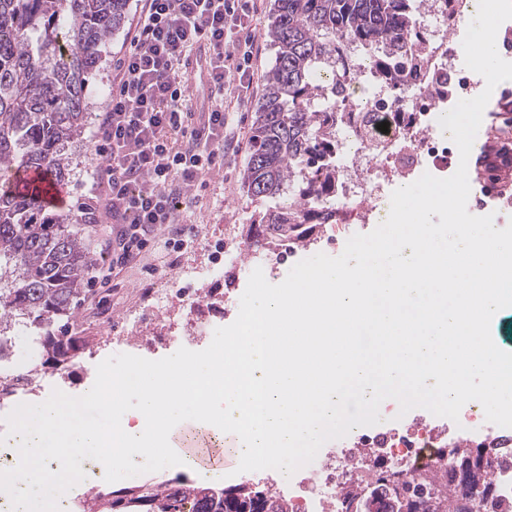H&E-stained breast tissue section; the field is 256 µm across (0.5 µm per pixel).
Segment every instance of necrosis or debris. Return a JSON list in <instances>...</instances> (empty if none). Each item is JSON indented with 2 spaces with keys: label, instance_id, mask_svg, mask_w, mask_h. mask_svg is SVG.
<instances>
[{
  "label": "necrosis or debris",
  "instance_id": "1",
  "mask_svg": "<svg viewBox=\"0 0 512 512\" xmlns=\"http://www.w3.org/2000/svg\"><path fill=\"white\" fill-rule=\"evenodd\" d=\"M474 7L473 0H424L421 7L425 47L431 56L426 68L401 80L384 78L369 58L355 56L354 79L337 91L331 78H323L317 92L321 104L343 98L347 114L337 125L330 156L341 175L337 194L319 203L327 218L317 238L291 237L265 253L261 268L266 277L281 273L283 258L306 259L315 252L344 246L347 238L340 221L358 218L380 224L389 213V189L395 178H414L446 168L453 155L450 132L438 119L448 103L470 95L473 80L459 64L458 50L449 48L448 35ZM387 130H380V123ZM193 313L184 333L193 340L213 338L214 322L203 312V295L156 281L145 298L134 300L119 328L120 333H141L152 328L158 313L180 301ZM482 406H469L459 422L440 424L438 416H416L405 425L379 431L377 426L356 427L348 435L349 447L325 453L316 470L300 469L290 486L276 491L288 498L291 512H346L341 488L358 490L357 512H385L377 478L399 483L440 470L439 486L456 488L459 501L472 502L468 488L458 483L459 470L452 449L486 448L494 477L480 503L481 512H512V428L483 424Z\"/></svg>",
  "mask_w": 512,
  "mask_h": 512
}]
</instances>
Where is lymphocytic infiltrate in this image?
<instances>
[{
  "label": "lymphocytic infiltrate",
  "mask_w": 512,
  "mask_h": 512,
  "mask_svg": "<svg viewBox=\"0 0 512 512\" xmlns=\"http://www.w3.org/2000/svg\"><path fill=\"white\" fill-rule=\"evenodd\" d=\"M255 12L254 0H139L98 130V188L117 226L113 266L139 255L154 230L172 223L174 193L190 192L215 168L228 126L224 101L253 84ZM202 40L212 51L217 93L198 132L185 124L188 83L180 75ZM176 134L184 148L174 146Z\"/></svg>",
  "instance_id": "1"
}]
</instances>
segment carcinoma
I'll list each match as a JSON object with an SVG mask.
<instances>
[{"label": "carcinoma", "instance_id": "1", "mask_svg": "<svg viewBox=\"0 0 512 512\" xmlns=\"http://www.w3.org/2000/svg\"><path fill=\"white\" fill-rule=\"evenodd\" d=\"M127 0H0V169H42L68 183L69 151L87 134V76L102 48L124 24ZM419 0H273L264 37L274 63L256 109L253 150L242 175L251 198L274 206L254 214L269 246L312 220L306 205L336 192V169L324 162L330 129L343 116L313 103L320 71L343 85L351 75L344 46L374 53L380 73L393 80L415 61L421 36ZM319 163L314 182L298 180L302 163ZM78 220L62 209L49 212L33 194L0 190V364L12 359L11 326L32 318L45 328L41 345L54 371H65L87 344L84 336L57 330L74 318L97 255L84 243ZM463 476L473 486L483 450L454 448ZM210 486L176 479L138 491L99 493L85 512H288V500L270 488L238 485L209 497Z\"/></svg>", "mask_w": 512, "mask_h": 512}]
</instances>
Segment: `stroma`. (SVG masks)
<instances>
[{"label":"stroma","mask_w":512,"mask_h":512,"mask_svg":"<svg viewBox=\"0 0 512 512\" xmlns=\"http://www.w3.org/2000/svg\"><path fill=\"white\" fill-rule=\"evenodd\" d=\"M272 0H256L253 33L258 50L252 61L253 88L249 96L229 106L230 134L224 144V161L212 170L199 185L194 195L177 196L178 209L170 237H178L180 229L194 228L196 240L192 246L179 251L164 253L147 247L138 258L118 270H111L112 227L91 223L89 217L97 213L98 204L90 188L97 161L85 159L82 147H74L75 173L65 185V207L76 215L87 218L84 236L99 255L100 263L85 284L86 293L79 308L80 314L106 312L117 316L142 290L158 279L176 280L179 266L210 272L211 290L216 302L225 296L240 299L247 286L248 273L242 266L228 262L212 264L210 256L218 251L222 239H235L242 257L255 255L248 229L255 212L265 210L269 203L249 197L243 190L242 172L252 152L253 121L257 104L262 96L265 77L274 62V51L263 37L268 23ZM127 29L115 32L105 45L95 73L89 79L92 106L88 116L89 132H96L100 114L112 94V69L126 41ZM41 331L31 322H23L12 334L13 348L21 358L24 368L33 370L31 390L26 401L35 402L60 390L71 396L83 395L94 378L97 365L117 354H131L158 360L176 352L178 342L159 344L146 350L134 344L113 343L112 334L100 332L89 339L85 350L75 357L65 374L44 369L46 352L40 344Z\"/></svg>","instance_id":"1"}]
</instances>
